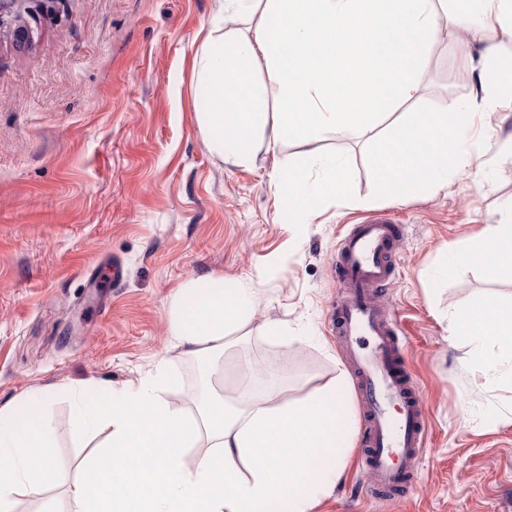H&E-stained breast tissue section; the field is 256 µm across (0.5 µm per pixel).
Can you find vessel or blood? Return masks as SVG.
<instances>
[{
    "mask_svg": "<svg viewBox=\"0 0 512 512\" xmlns=\"http://www.w3.org/2000/svg\"><path fill=\"white\" fill-rule=\"evenodd\" d=\"M401 237V225L390 217L352 225L336 256L345 290L330 315L361 403V460L370 497L386 501L414 485L428 431L404 345L381 301L394 276Z\"/></svg>",
    "mask_w": 512,
    "mask_h": 512,
    "instance_id": "1",
    "label": "vessel or blood"
}]
</instances>
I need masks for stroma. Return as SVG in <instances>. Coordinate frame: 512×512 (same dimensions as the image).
Returning <instances> with one entry per match:
<instances>
[{"label":"stroma","instance_id":"obj_1","mask_svg":"<svg viewBox=\"0 0 512 512\" xmlns=\"http://www.w3.org/2000/svg\"><path fill=\"white\" fill-rule=\"evenodd\" d=\"M232 35L250 15L219 0H24L0 13V404L49 425L60 469L75 478L98 437L72 422L74 389L98 399L168 361L182 385L176 406L193 410L198 363L170 339L176 291L204 276L259 278L250 339L224 359L236 394L276 362V383L303 396L349 369L331 333L344 285L336 250L351 224L379 215L403 222L395 276L383 303L396 320L428 419L426 452L407 498L364 496L359 451L312 512H504L512 501V386L479 373L448 318L481 300L512 299V278L472 265L442 273L449 248L484 225L512 219V106L501 128L468 130L470 163L434 195L383 197L373 170L374 131L330 133L321 150L345 162L361 208L330 205L311 224L289 223L270 183L274 157L300 158L292 138L271 155L257 142L250 166L212 154L197 122L205 95L194 60L216 15ZM26 26L16 43L13 29ZM471 47L443 34L417 75L412 105L424 112L466 102L461 79ZM270 321L286 338L264 337ZM12 512H64L60 483L20 490Z\"/></svg>","mask_w":512,"mask_h":512}]
</instances>
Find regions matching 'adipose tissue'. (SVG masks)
I'll use <instances>...</instances> for the list:
<instances>
[{"label": "adipose tissue", "instance_id": "1", "mask_svg": "<svg viewBox=\"0 0 512 512\" xmlns=\"http://www.w3.org/2000/svg\"><path fill=\"white\" fill-rule=\"evenodd\" d=\"M223 7L260 19L233 40L214 23L196 58L197 82L208 95L199 128L210 151L248 166L257 140L266 139L275 154L284 140L301 139L309 146L304 159L276 157L270 174L289 223H310L338 199L359 205L341 162L316 145L331 132L369 131L414 98L416 67L442 30L456 26L448 0H225ZM469 12L477 21L466 27V41L483 49L479 59L464 61L476 92L463 105L405 113L397 134L430 133L432 146L424 163L377 171L387 195L447 187L449 169L468 163L460 130L512 100V0H469ZM489 15L495 28L480 22ZM261 60L265 82L234 96ZM471 263L489 276L512 277V220L485 225L465 247L449 251L446 267ZM253 298V289L220 278L192 280L176 292L169 320L175 345L210 363L195 412L168 400L180 378L164 361L147 379L96 404L75 394L76 431L102 425L109 435L72 480H63L56 465L46 422L20 412L17 401L0 405V507L20 488L36 492L63 481L66 512H311L354 446L349 390L332 381L291 401L259 379L238 396L224 395L220 361L248 340ZM448 334L472 345L487 380L512 382V302L488 299L456 314ZM195 448L199 456L187 463Z\"/></svg>", "mask_w": 512, "mask_h": 512}]
</instances>
